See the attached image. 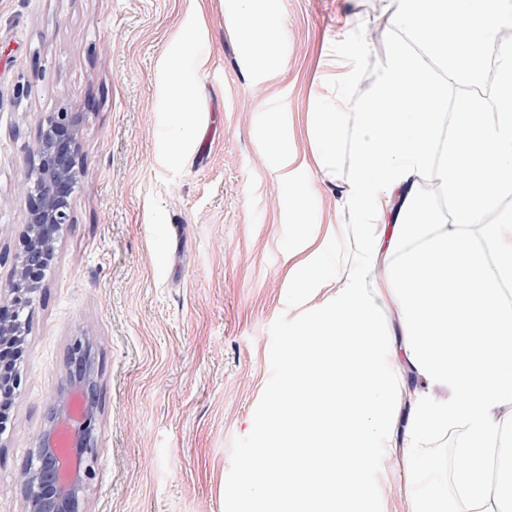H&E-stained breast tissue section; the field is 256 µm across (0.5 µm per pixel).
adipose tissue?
<instances>
[{
  "instance_id": "1",
  "label": "adipose tissue",
  "mask_w": 512,
  "mask_h": 512,
  "mask_svg": "<svg viewBox=\"0 0 512 512\" xmlns=\"http://www.w3.org/2000/svg\"><path fill=\"white\" fill-rule=\"evenodd\" d=\"M396 33L360 99L357 69L336 77V108L308 115L322 179L352 171L345 207L354 250L321 257L337 238L301 222L288 246V302L303 307L272 351L280 377L252 425L226 512H381L372 481L398 456L409 512H504L512 501V47L500 50L489 95L485 49L512 26L505 0H389ZM250 57L279 25L258 0H238ZM278 178L295 185L306 158L265 134ZM298 201L309 188L295 185ZM417 386H410L407 375ZM450 389L439 402L429 388ZM459 429L454 476L437 466L436 441ZM457 500L449 502L448 487Z\"/></svg>"
}]
</instances>
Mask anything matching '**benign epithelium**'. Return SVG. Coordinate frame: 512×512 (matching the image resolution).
Segmentation results:
<instances>
[{
    "mask_svg": "<svg viewBox=\"0 0 512 512\" xmlns=\"http://www.w3.org/2000/svg\"><path fill=\"white\" fill-rule=\"evenodd\" d=\"M84 118L85 113L66 108L40 116L35 145L37 162L27 171L21 185L23 224L19 248L12 255L0 252V264L11 263L9 279L0 286V390L7 387L14 395L21 376L17 370L6 369L3 354L7 349H24L28 335L24 313L41 296L46 271L56 259L60 233L72 223L74 195L84 176L79 159ZM67 367V385L51 401L19 475L24 512H81L82 494L94 472L97 448L92 428L84 431L77 448L79 454L86 456L87 465L68 479L60 473L59 449L55 444L57 427L69 407L72 389H81L87 398L96 396L97 377L87 337H75Z\"/></svg>",
    "mask_w": 512,
    "mask_h": 512,
    "instance_id": "1",
    "label": "benign epithelium"
}]
</instances>
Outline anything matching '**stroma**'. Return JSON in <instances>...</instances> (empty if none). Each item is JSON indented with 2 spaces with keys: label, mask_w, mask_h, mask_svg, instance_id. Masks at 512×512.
Wrapping results in <instances>:
<instances>
[{
  "label": "stroma",
  "mask_w": 512,
  "mask_h": 512,
  "mask_svg": "<svg viewBox=\"0 0 512 512\" xmlns=\"http://www.w3.org/2000/svg\"><path fill=\"white\" fill-rule=\"evenodd\" d=\"M366 2L262 0L281 27L270 85L231 21L235 0H0V249L22 230L41 113H87L74 221L30 309L15 429L0 441V512L24 508L20 468L80 334L100 405L85 512H224V485L278 376L266 353L297 316L285 255L298 215L263 134L278 127L311 153L306 115L335 101L337 51L364 72L387 52L384 16ZM191 32L190 55L178 45ZM198 55L209 60L200 72ZM174 62L193 75L185 117L168 85ZM184 119L193 134L174 158ZM298 178L310 184L309 223L347 221L342 182L314 166ZM373 479L383 512H408L400 467L383 462Z\"/></svg>",
  "instance_id": "1"
}]
</instances>
